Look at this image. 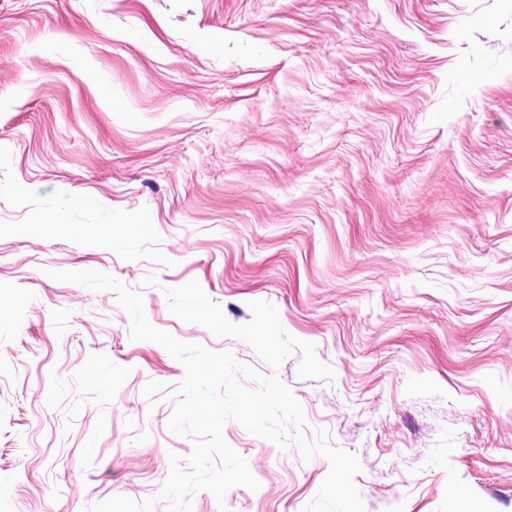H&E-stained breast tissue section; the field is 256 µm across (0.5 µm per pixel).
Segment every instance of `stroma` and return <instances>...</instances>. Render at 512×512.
Masks as SVG:
<instances>
[{"mask_svg":"<svg viewBox=\"0 0 512 512\" xmlns=\"http://www.w3.org/2000/svg\"><path fill=\"white\" fill-rule=\"evenodd\" d=\"M276 375L365 512H512V0H0V504L156 499L183 366ZM258 490L327 476L238 421Z\"/></svg>","mask_w":512,"mask_h":512,"instance_id":"35a3bbf8","label":"stroma"}]
</instances>
